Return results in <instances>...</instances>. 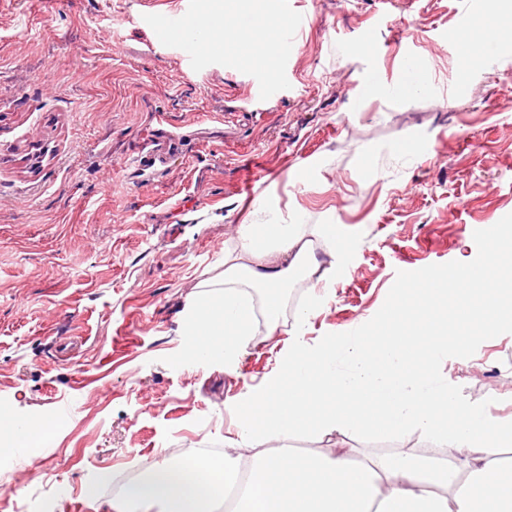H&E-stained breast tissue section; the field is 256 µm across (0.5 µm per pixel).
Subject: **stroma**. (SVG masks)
Listing matches in <instances>:
<instances>
[{
  "label": "stroma",
  "instance_id": "1",
  "mask_svg": "<svg viewBox=\"0 0 512 512\" xmlns=\"http://www.w3.org/2000/svg\"><path fill=\"white\" fill-rule=\"evenodd\" d=\"M144 2L0 0V406L52 428L42 459L0 471V512L20 495L35 512H85L87 488L104 504L130 472L223 446L230 407L277 370L310 299L293 281L278 334H257L234 368L189 356L186 310L235 225L339 226L347 259L312 344L374 323L423 270L478 258L488 230L512 225V43L464 48L487 0H288L305 24L271 72L184 58ZM411 55L428 58L433 88L403 99L390 83ZM375 70L386 80L372 94ZM161 124L178 150L127 168ZM441 376L512 416V333L460 344ZM292 446L362 460L430 444L415 432Z\"/></svg>",
  "mask_w": 512,
  "mask_h": 512
}]
</instances>
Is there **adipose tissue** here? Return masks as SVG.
<instances>
[{
	"instance_id": "1",
	"label": "adipose tissue",
	"mask_w": 512,
	"mask_h": 512,
	"mask_svg": "<svg viewBox=\"0 0 512 512\" xmlns=\"http://www.w3.org/2000/svg\"><path fill=\"white\" fill-rule=\"evenodd\" d=\"M206 48L236 54L238 34L257 36L251 64L273 67L271 36L278 19L234 7L231 23L201 19ZM239 245L225 252L224 270L205 281L184 327L186 350L199 362L213 356L233 367L254 345L255 324L267 335L282 323L289 284L331 281L335 258L347 249L335 225L242 224ZM329 248L331 263L316 256ZM512 225L491 233L482 255L446 272L424 271L411 296L394 301L368 329L312 348L297 314L283 366L260 387L241 394L222 459L151 464L136 490L114 494L109 512H210L219 490H235L233 512H512V419L460 403L437 374L449 349L464 340L512 330ZM421 431L432 453L404 451L353 461L349 452L303 455L298 435L405 436Z\"/></svg>"
}]
</instances>
